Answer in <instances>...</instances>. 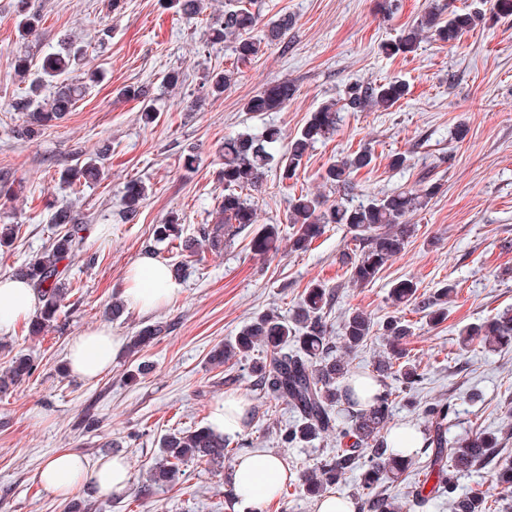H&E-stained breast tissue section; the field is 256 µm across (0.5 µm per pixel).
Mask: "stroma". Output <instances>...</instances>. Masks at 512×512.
<instances>
[{
  "instance_id": "1",
  "label": "stroma",
  "mask_w": 512,
  "mask_h": 512,
  "mask_svg": "<svg viewBox=\"0 0 512 512\" xmlns=\"http://www.w3.org/2000/svg\"><path fill=\"white\" fill-rule=\"evenodd\" d=\"M43 20L38 37L21 39L15 22L18 0H0V171L12 190L0 194V225L16 236L0 248V275L13 274L39 255L61 230L53 212L71 208L87 222L83 252L69 270L72 286L57 322L32 336L27 324L0 335V369L17 354L30 357L33 375L0 393V512H65L68 500L45 491L37 474L59 448L89 457L121 456L132 480L125 492L98 498L101 512H232V462L217 468L190 461L176 484L156 485L141 496L168 433L206 425L216 401L230 393L249 399L250 418L242 439L283 456L290 471L312 466L336 451L327 436L302 447H282L281 424L293 421L285 403L257 390L251 362L212 365L214 348L232 342L257 317L275 312L291 317L304 289L319 283L333 293L325 319L331 345H339L345 315L359 310L382 324L396 316L413 334L404 346L423 375L413 391L416 406L399 403L395 426L423 429L419 407L451 405L449 438L496 433L501 461L512 460V348L463 347L459 328L512 308V15L500 0H448L451 9L480 6L481 24L459 41L424 40L416 52L389 55L382 43L420 21L433 0H254L262 38L270 20L287 14L293 26L284 42L253 60L237 63L229 43L212 44L207 30L224 14V0H206L202 14L185 18L169 0H126L112 15L108 0H32ZM110 38H102L103 30ZM85 45L75 77L96 71L73 112L31 138L17 136L22 122L11 108L27 85L13 62L29 56L33 66L59 51L70 37ZM236 68L231 87L209 96L205 77ZM177 70L176 89L161 85ZM398 78L410 92L386 111L342 113L336 133L310 150L297 181L268 171L251 201L256 222L224 251L197 263L155 247L153 225L169 213L180 217L183 234L196 236L211 223L224 194L219 172L224 140L276 126L283 140L302 128L322 102L342 97L353 84ZM292 82L294 99L278 112L254 114L245 104L263 86ZM148 84L158 119L144 124L138 102L117 98L118 89ZM372 147L375 160L354 177L355 198L438 184L426 207L414 212L417 231L377 280L352 286L343 253L353 243L345 226L330 224L304 252L291 251L286 221L294 188L333 203L341 192L322 173L333 158ZM107 150L104 175L94 184L70 186L60 176L85 158ZM404 153V168L390 166ZM144 181L149 196L133 221L122 215L126 182ZM277 229L274 247L255 252L253 240L267 225ZM153 253L180 271L182 294L144 315L126 309L117 319L108 310L122 292L127 268ZM416 282L425 295L455 285L448 318L433 326L414 306L393 302L394 284ZM161 323L167 330L139 353L120 351L112 368L85 382L63 368L70 340L106 324L123 338ZM144 374H137L138 366ZM95 415L98 428L84 424Z\"/></svg>"
}]
</instances>
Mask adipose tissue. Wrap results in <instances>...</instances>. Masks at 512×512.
I'll return each instance as SVG.
<instances>
[{
  "mask_svg": "<svg viewBox=\"0 0 512 512\" xmlns=\"http://www.w3.org/2000/svg\"><path fill=\"white\" fill-rule=\"evenodd\" d=\"M181 292L180 284L170 276L166 265L150 254L139 256L123 276L122 293L127 303L142 313L171 302ZM39 306V297L29 282L10 275L0 276V334L30 319ZM122 346V337L103 324L74 337L66 349L65 361L76 378L92 381L111 368ZM249 408L245 395H229L214 406L210 426L222 434L243 432L248 425ZM288 479V468L281 457L260 449L242 454L232 470L235 512H264L266 504ZM39 480L48 492L59 497L70 496L86 485L103 493L119 494L128 488L131 474L123 458L92 459L61 448L40 470Z\"/></svg>",
  "mask_w": 512,
  "mask_h": 512,
  "instance_id": "obj_1",
  "label": "adipose tissue"
}]
</instances>
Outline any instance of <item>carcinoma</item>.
<instances>
[{"label":"carcinoma","mask_w":512,"mask_h":512,"mask_svg":"<svg viewBox=\"0 0 512 512\" xmlns=\"http://www.w3.org/2000/svg\"><path fill=\"white\" fill-rule=\"evenodd\" d=\"M182 15L192 19L200 15L203 0H174ZM248 0H226L224 19L210 27L212 42L231 40L232 52L237 61L246 63L257 57L261 45L279 44L292 27V18L284 14L268 25L264 40L252 38L251 33L259 23V14L252 11ZM484 20L479 10L448 12L443 18L442 8L434 7L417 24L404 30L400 37L383 46L390 54L411 53L422 41L427 31L435 40L453 43L461 34L475 28ZM41 15L30 10L28 3H19L17 29L22 39L38 35ZM82 49L76 42L69 48L47 55L41 71L53 84L52 94H43L44 83L33 81L24 98L15 103L16 110L26 113L20 135L30 137L50 123L62 119L73 111L83 96L86 85L72 80L69 74L80 60ZM235 72L230 69L209 74V94L219 97L231 85ZM296 93L295 85L282 81L264 87L246 103L249 112H277L288 106ZM408 94V87L399 80L355 84L349 87L343 105L334 100L322 103L311 113L309 120L292 138L284 151H279L280 130L266 128L259 135L241 134L224 139V167L220 171L224 182V198L218 205L215 220L200 229L199 236L182 237L180 218L168 216L153 229L154 241L188 253L201 262L204 253L219 252L245 229L255 223L256 211L246 190H254L262 183L271 164L279 166L282 178L296 176L304 157L315 143L328 139L336 132L340 112H368L374 108L386 110ZM125 99L139 102L145 122L156 119L154 97L147 85L126 86L118 90ZM374 160L371 148L361 147L348 156L337 158L326 166L322 178L345 191L353 190L354 173L369 167ZM101 175L95 157L79 168L61 174L65 182L84 178L88 183ZM436 186L424 190H399L383 195H368L358 203L338 200L328 205L318 196L300 193L288 201V223L292 225L291 249L307 250L318 239L328 224H342L354 242V258L350 264V282L367 285L378 278L387 262L400 254L415 235V225L408 216L428 203ZM148 196V186L137 180L128 181L122 191L123 217L135 219L139 208ZM54 224L66 225L39 257L17 270V275L27 278L42 298L43 305L31 321L29 331L38 335L57 319L63 301L69 293L66 287L69 266L80 256L87 230L80 218L68 209L56 211L51 218ZM453 288L441 289L437 298H419L418 287L411 281H400L392 287V297L399 303L414 302L425 312L430 322L438 324L447 318L448 294ZM330 292L320 284L308 286L301 295L292 320L286 322L278 314L266 313L247 326L236 344H226L211 355L220 365L239 356L245 357L253 344H260L265 360L251 367L256 386L297 414L296 422L280 430L282 447L292 448L309 443L323 435L338 433L344 447L336 454L300 471V480L309 493L323 497L328 489L347 472L360 471V512H400L385 492V484L393 483L412 465L411 454L389 442L392 408L396 395L387 379L398 377L405 387L412 388L420 379L418 368L403 347L411 335L410 325L391 319L382 325L390 352L377 360L373 367L376 393L369 400V407H358L359 396L353 387L342 385L350 370L342 355L332 354L327 339L325 308L330 306ZM374 323L367 314L353 311L345 316L342 326V343L347 352H353L373 335ZM165 332L162 325L146 327L130 338L128 350L137 353L142 347ZM463 344L479 340L497 347H512V310L479 326L464 327ZM34 364L25 355L12 358L0 372V391L28 378ZM450 405L431 403L424 406L422 415L426 422L424 448L431 449L427 464L422 466L423 478L415 483L416 497L448 493L451 495L452 512H487L486 495L470 492L453 496L457 477L474 468L489 465L499 451L498 437L493 433L448 439ZM161 459L154 468L151 479L157 485L176 481L180 466L189 460L205 461L220 465L231 453L229 439L208 426L182 430L166 435L160 444ZM493 479L501 494L512 496V465L500 464L493 470ZM435 482L429 495H423L425 485Z\"/></svg>","instance_id":"carcinoma-1"}]
</instances>
